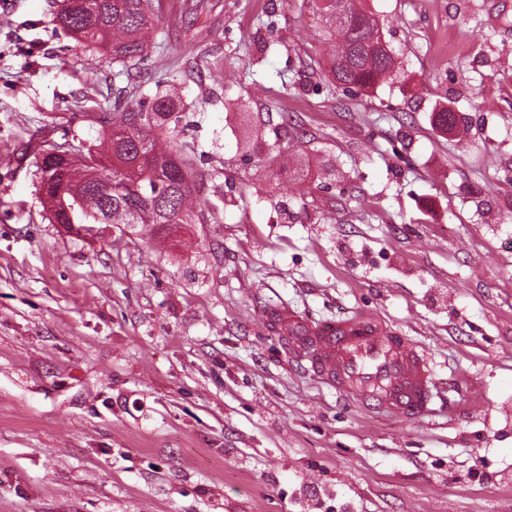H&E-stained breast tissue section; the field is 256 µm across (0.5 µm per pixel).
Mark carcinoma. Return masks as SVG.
I'll return each mask as SVG.
<instances>
[{"label":"carcinoma","mask_w":512,"mask_h":512,"mask_svg":"<svg viewBox=\"0 0 512 512\" xmlns=\"http://www.w3.org/2000/svg\"><path fill=\"white\" fill-rule=\"evenodd\" d=\"M344 4L348 22L336 20V5L304 0L319 23L321 52L333 87L369 90L392 80L399 70L398 56L385 40L374 13ZM60 27L77 40L101 52L112 49V62L129 71L151 58L150 33L159 23L151 0H68L57 14ZM140 94L134 102L119 91L108 125H100L107 138V156L96 157L92 148L76 149L67 160L64 187L53 194L49 208L58 224H143L172 229L180 224H205L214 210L195 195V175L177 145L162 138L180 121L181 98L175 83L156 84L153 94ZM149 117L134 121V114ZM435 122L442 132L457 130L454 112L443 108Z\"/></svg>","instance_id":"carcinoma-1"}]
</instances>
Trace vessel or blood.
I'll return each instance as SVG.
<instances>
[{"mask_svg":"<svg viewBox=\"0 0 512 512\" xmlns=\"http://www.w3.org/2000/svg\"><path fill=\"white\" fill-rule=\"evenodd\" d=\"M289 352L322 384L367 412L416 419L437 398L433 370L418 345L379 318L356 313L314 321L285 307L265 308Z\"/></svg>","mask_w":512,"mask_h":512,"instance_id":"vessel-or-blood-1","label":"vessel or blood"}]
</instances>
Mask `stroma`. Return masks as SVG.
Segmentation results:
<instances>
[{
  "label": "stroma",
  "mask_w": 512,
  "mask_h": 512,
  "mask_svg": "<svg viewBox=\"0 0 512 512\" xmlns=\"http://www.w3.org/2000/svg\"><path fill=\"white\" fill-rule=\"evenodd\" d=\"M62 4L0 0V512H507L512 0H366L404 71L355 96L311 65L302 0H154L126 78ZM169 79L215 221L56 224L40 143L105 150L83 105ZM276 306L409 336L434 412L338 398L259 320Z\"/></svg>",
  "instance_id": "1"
}]
</instances>
